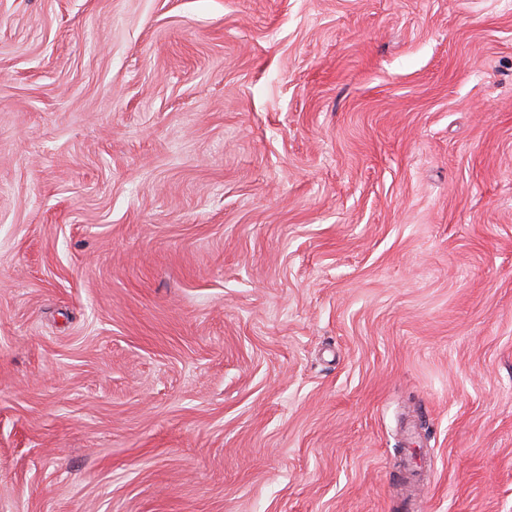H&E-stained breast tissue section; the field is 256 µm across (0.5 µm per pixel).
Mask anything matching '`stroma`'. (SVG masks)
Listing matches in <instances>:
<instances>
[{"label": "stroma", "mask_w": 512, "mask_h": 512, "mask_svg": "<svg viewBox=\"0 0 512 512\" xmlns=\"http://www.w3.org/2000/svg\"><path fill=\"white\" fill-rule=\"evenodd\" d=\"M0 512H512V0H0Z\"/></svg>", "instance_id": "stroma-1"}]
</instances>
